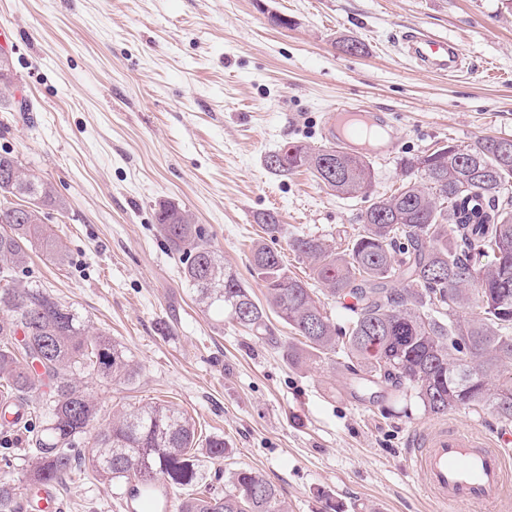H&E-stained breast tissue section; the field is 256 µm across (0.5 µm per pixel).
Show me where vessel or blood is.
<instances>
[{"mask_svg": "<svg viewBox=\"0 0 512 512\" xmlns=\"http://www.w3.org/2000/svg\"><path fill=\"white\" fill-rule=\"evenodd\" d=\"M401 48L421 67L445 77L458 76L465 69L462 49L447 38L408 31L401 36ZM325 134L337 147L356 156H385L397 146L383 117L361 107L337 106ZM511 442L512 434L507 432L493 439L440 422L414 430L407 454L422 476L425 491L445 512H469L470 507L487 503L496 504L498 512H512V498L504 494L512 483V471L502 451Z\"/></svg>", "mask_w": 512, "mask_h": 512, "instance_id": "1", "label": "vessel or blood"}]
</instances>
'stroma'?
<instances>
[{
	"label": "stroma",
	"instance_id": "stroma-1",
	"mask_svg": "<svg viewBox=\"0 0 512 512\" xmlns=\"http://www.w3.org/2000/svg\"><path fill=\"white\" fill-rule=\"evenodd\" d=\"M289 18L268 23L267 12ZM14 80L1 97L0 151L53 182L64 202L45 224L65 264L34 252L23 271L124 346L129 386L88 380L102 416L164 402L223 437L206 478L223 487L261 471L288 512H439L407 461L409 432L431 421L414 394L362 383L340 357L297 368L280 347L196 308L179 256L154 222L160 202L189 210L244 282L265 240L289 269L297 234L332 245L359 227L365 198L330 194L306 171L280 177L266 155L325 142L336 103L365 105L398 131L373 159L374 188L402 183L400 162L448 142L512 136V0H0ZM414 27L459 44L467 74L444 78L395 49ZM362 49L351 54L344 40ZM283 232L265 237L260 213ZM58 512H130L108 485L75 477Z\"/></svg>",
	"mask_w": 512,
	"mask_h": 512
}]
</instances>
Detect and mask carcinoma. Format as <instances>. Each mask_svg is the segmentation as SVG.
<instances>
[{"label":"carcinoma","instance_id":"obj_1","mask_svg":"<svg viewBox=\"0 0 512 512\" xmlns=\"http://www.w3.org/2000/svg\"><path fill=\"white\" fill-rule=\"evenodd\" d=\"M497 137L450 142L402 160L396 192L373 190L374 170L336 145L291 141L267 154L266 168L287 175L310 171L334 195L370 204L357 234L342 246L302 234L292 250L307 263L309 280L295 276L282 256L257 242L250 271L264 299L230 269L192 214L159 204V231L181 257L183 278L199 311L224 314L257 339L279 345L288 362L306 367L336 354L373 383L415 390L425 411L444 415L478 407L512 423V150ZM278 164H272L275 156ZM62 201L52 182L0 153V426L18 428L28 448L0 457L33 487L61 485L86 471L119 491L133 484L141 498L156 484L181 493L177 512H287L277 488L259 471L240 468L219 491L205 483L203 460H224L222 438L200 439L195 422L166 404L146 402L112 414L96 428L100 409L79 377L129 385L139 375L133 356L90 325L72 304L19 280L30 253L62 265L66 255L42 223ZM265 234L282 233L274 213L259 218ZM399 280L407 287L388 283ZM355 299L347 326L330 319L326 301ZM477 307L473 317L461 311ZM296 340L279 341L271 318ZM475 372L460 395L459 372ZM34 406L15 414L9 401ZM92 436L87 454L81 444ZM0 512H24L11 480L0 479Z\"/></svg>","mask_w":512,"mask_h":512}]
</instances>
